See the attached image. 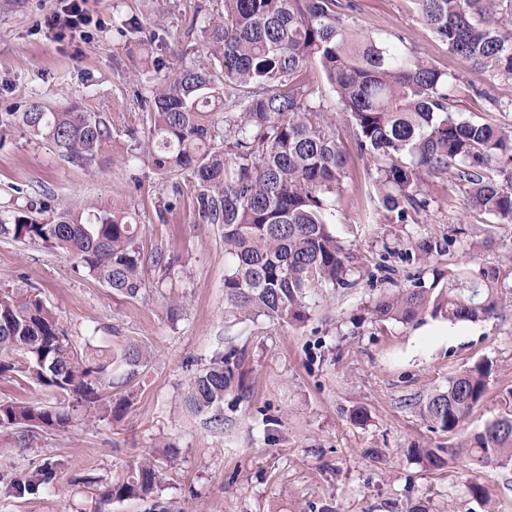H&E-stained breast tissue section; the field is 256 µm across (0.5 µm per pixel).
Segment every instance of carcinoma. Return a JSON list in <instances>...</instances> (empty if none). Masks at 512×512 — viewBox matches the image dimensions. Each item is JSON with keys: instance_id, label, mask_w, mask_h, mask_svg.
<instances>
[{"instance_id": "cac0c4a2", "label": "carcinoma", "mask_w": 512, "mask_h": 512, "mask_svg": "<svg viewBox=\"0 0 512 512\" xmlns=\"http://www.w3.org/2000/svg\"><path fill=\"white\" fill-rule=\"evenodd\" d=\"M421 21L470 68L512 77V0H418ZM352 4L341 0H224L219 18L200 32L211 66L224 74L185 66L148 89L143 98L151 165L167 175H193L194 206L208 224L224 226V301L233 313L302 322L313 288H350L358 280L350 249L330 231L328 218L343 188L346 156L319 89L304 77L316 64L347 114L358 152L378 193L388 224H405L425 210L423 180L448 174L470 209L512 224V131L488 121L460 118L449 107L452 82L429 61L396 44L380 45L348 22ZM235 98L239 112L224 111ZM224 112V126L213 118ZM18 127L51 142L62 157L91 166L112 143L104 112L76 104L35 100L22 112L0 117V128ZM41 242L70 259L112 292L135 298L145 288V262L169 269L161 255L145 257L136 227L114 204L86 214L61 210L46 221L18 211L0 222V237ZM415 257L442 255L445 241L421 237ZM505 260L416 279L369 308L376 322L409 324L422 316L450 323L498 316L512 298V244ZM149 352L131 344L110 350L79 349L38 295L0 291V378H25L107 415L128 400L102 404L115 378L139 375ZM493 364L481 361L448 379L423 407L433 427L453 432L488 391ZM234 378L229 359L193 377L187 399L203 412L224 399ZM70 412L25 401L0 402V428L60 429ZM434 468L463 455L486 466L512 462V413L498 417L458 448H418ZM159 472L149 463L131 467L101 489L100 501L144 497Z\"/></svg>"}]
</instances>
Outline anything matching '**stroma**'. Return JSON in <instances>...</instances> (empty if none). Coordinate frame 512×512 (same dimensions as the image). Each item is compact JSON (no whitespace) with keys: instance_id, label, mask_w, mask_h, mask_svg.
Returning <instances> with one entry per match:
<instances>
[{"instance_id":"35a3bbf8","label":"stroma","mask_w":512,"mask_h":512,"mask_svg":"<svg viewBox=\"0 0 512 512\" xmlns=\"http://www.w3.org/2000/svg\"><path fill=\"white\" fill-rule=\"evenodd\" d=\"M349 18L362 35L416 51L456 79L452 106L467 120L512 128V78L468 70L419 18L417 0H352ZM60 0H0V113L34 97L75 103L112 119V150L99 167L60 157L48 141L14 129L0 138V218L30 208L124 207L144 253L173 266L145 265L139 296L113 294L58 249L0 237V289L35 293L77 347L118 350L135 343L150 358L120 385L130 408L93 418L71 406L62 430L0 431V512H512V464L482 467L467 457L434 470L420 448L457 447L512 412V306L481 322L373 323L368 305L434 269L497 263V240L512 224L473 213L449 175L427 177L426 211L405 224L379 218L367 162L320 71L308 68L331 111L346 154L344 190L330 218L351 248L361 276L351 288H315L302 323L244 319L225 310L227 260L220 225L204 223L193 204L189 171L159 175L147 147L126 135L142 126L137 100L149 84L143 56L161 72L208 65L191 19L216 17L220 0H87L104 25L85 41L56 42L44 26ZM136 19L138 33L115 22ZM490 97H483L482 89ZM180 194H173V187ZM170 210H163L166 201ZM450 240L428 266L406 260L420 237ZM232 355L235 377L220 422L185 401L193 376ZM493 364L489 390L456 431L434 429L420 407L467 367ZM362 409L365 422L351 414ZM160 474L149 497L99 502L98 489L141 459ZM50 469L23 497L12 480ZM484 485L489 501L473 496Z\"/></svg>"}]
</instances>
